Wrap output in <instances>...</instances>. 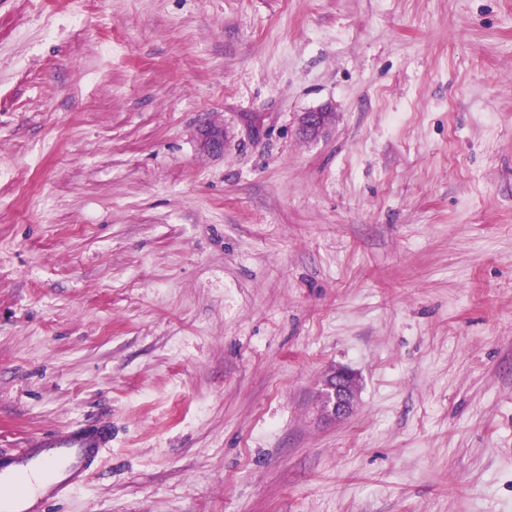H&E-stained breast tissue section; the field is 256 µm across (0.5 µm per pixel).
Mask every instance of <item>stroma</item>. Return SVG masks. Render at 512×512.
Segmentation results:
<instances>
[{"label": "stroma", "instance_id": "obj_1", "mask_svg": "<svg viewBox=\"0 0 512 512\" xmlns=\"http://www.w3.org/2000/svg\"><path fill=\"white\" fill-rule=\"evenodd\" d=\"M92 421L50 512H512V0H0V452ZM335 117L336 113L328 108L303 113L300 118V129L304 135L315 138L333 124ZM323 392L324 412L340 420L351 415L358 403V392L354 389L357 386V377L348 371L337 370L325 379Z\"/></svg>", "mask_w": 512, "mask_h": 512}]
</instances>
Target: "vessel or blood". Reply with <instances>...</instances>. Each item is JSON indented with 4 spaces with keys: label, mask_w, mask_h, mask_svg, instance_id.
I'll list each match as a JSON object with an SVG mask.
<instances>
[{
    "label": "vessel or blood",
    "mask_w": 512,
    "mask_h": 512,
    "mask_svg": "<svg viewBox=\"0 0 512 512\" xmlns=\"http://www.w3.org/2000/svg\"><path fill=\"white\" fill-rule=\"evenodd\" d=\"M112 430L87 425L43 434L19 457L0 458V512H48L51 503L81 485Z\"/></svg>",
    "instance_id": "vessel-or-blood-1"
}]
</instances>
